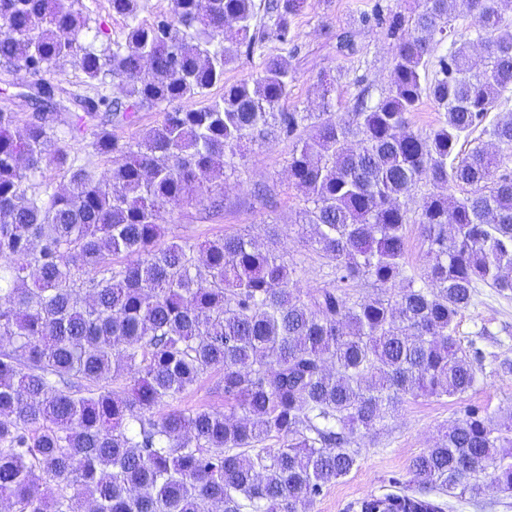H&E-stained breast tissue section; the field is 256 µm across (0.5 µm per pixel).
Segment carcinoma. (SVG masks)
Segmentation results:
<instances>
[{"label":"carcinoma","instance_id":"carcinoma-1","mask_svg":"<svg viewBox=\"0 0 512 512\" xmlns=\"http://www.w3.org/2000/svg\"><path fill=\"white\" fill-rule=\"evenodd\" d=\"M457 0H424L399 41L389 91H362L335 117V81L321 79L318 113L286 110L288 57L263 56L249 84L211 90L224 70L273 38L291 40L305 0H171L150 24L141 0H110L127 20L109 42L78 0H0V62L25 71L38 112L16 129L0 110V503L9 512H300L357 466L358 432H376L408 399L461 396L476 368L456 319L478 285L512 294V19L497 0H464L475 38L457 37ZM447 43L437 68L432 49ZM79 59L95 95L78 97L69 133L92 130L112 157L96 173L60 147L55 88L42 73ZM122 96L106 93L107 82ZM427 97L438 125L414 132ZM202 105L177 107L184 99ZM165 103L135 140L112 119ZM496 142L458 158L474 133ZM360 137L353 149L348 138ZM288 139L292 184L310 207L308 242L334 285L295 286L273 249L239 235L161 244L166 205L207 201L245 148ZM69 174L57 192L43 166ZM421 182L415 223L428 262L406 270L405 198ZM466 189L458 197L450 189ZM381 295L359 300L352 284ZM401 282L402 287L393 284ZM212 370L229 412L157 408ZM271 439L276 448H265ZM512 494V412L466 410L417 455L405 487L356 500L354 512H442V495L478 497L485 464ZM56 483L49 498L41 480Z\"/></svg>","mask_w":512,"mask_h":512}]
</instances>
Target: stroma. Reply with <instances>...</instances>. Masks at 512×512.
I'll return each mask as SVG.
<instances>
[{"label":"stroma","instance_id":"35a3bbf8","mask_svg":"<svg viewBox=\"0 0 512 512\" xmlns=\"http://www.w3.org/2000/svg\"><path fill=\"white\" fill-rule=\"evenodd\" d=\"M422 0H306V7L292 22L290 45L267 40L270 54H291L296 71L288 96L289 107L319 111L320 76L327 73L336 81L334 103L337 116L352 111L357 95L368 90L379 97L390 84L397 37L388 32L394 14L408 17L420 10ZM379 10V22L367 25L364 13ZM354 34L355 54L337 47L341 32ZM60 90L63 107L57 127L65 131L64 143L79 155L89 169L110 168V159L93 153L91 134L68 137L73 95L90 93L75 58L61 59L47 72ZM29 81L25 71L0 64V110L14 113L18 126H25L32 114L23 92ZM293 145L283 138H270L249 145L234 169L226 170L218 190L224 196V212L212 216L205 204L169 206L162 213L165 236L191 244L223 235L241 234L275 249L295 269L301 288L313 291L330 286L331 268L314 246L306 242L301 229L306 207L303 195L291 184L288 159ZM456 336L461 344L480 353L476 364L477 382L463 397H418L405 402L394 418L378 432L354 438L361 450L357 467L327 484L308 504L306 512H350L357 499L390 490L393 483L410 477L413 458L439 440L449 421L476 406L493 416L512 408V373L499 370L501 360H512V296L503 297L488 288L480 289L473 306L457 319ZM220 375L212 372L194 388L172 403L173 408L191 412L223 409ZM444 512H512V495L486 483L481 498L449 497Z\"/></svg>","mask_w":512,"mask_h":512}]
</instances>
